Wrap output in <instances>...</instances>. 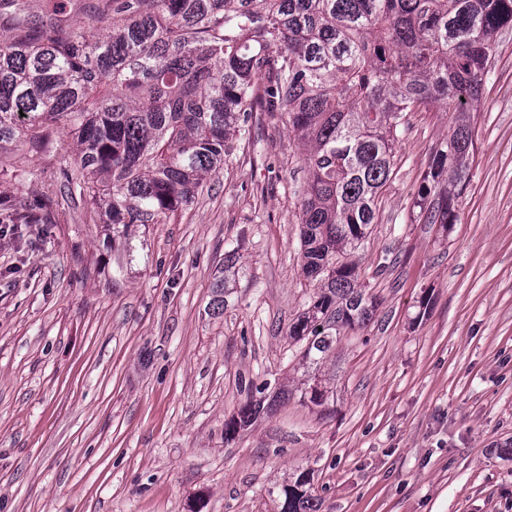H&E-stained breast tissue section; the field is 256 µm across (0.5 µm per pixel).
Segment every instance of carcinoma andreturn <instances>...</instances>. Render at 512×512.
<instances>
[{
	"mask_svg": "<svg viewBox=\"0 0 512 512\" xmlns=\"http://www.w3.org/2000/svg\"><path fill=\"white\" fill-rule=\"evenodd\" d=\"M17 2L0 0V24L14 31L0 37V158L21 139L40 149L59 125L74 128L65 186L114 241L188 205L248 132L257 100L287 114L307 172L302 272L317 283L289 336L312 369L300 399L324 405L315 369L377 308L354 254L405 117L453 113L415 201L423 223L446 228L458 221L476 149L470 112L512 30V0H97L101 35L35 20ZM32 219L0 196L1 224ZM232 268L230 252L208 313H224ZM260 408L247 401L224 440ZM278 497L280 512H318L312 470H296Z\"/></svg>",
	"mask_w": 512,
	"mask_h": 512,
	"instance_id": "1",
	"label": "carcinoma"
}]
</instances>
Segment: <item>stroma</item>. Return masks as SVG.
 <instances>
[{"label":"stroma","instance_id":"stroma-1","mask_svg":"<svg viewBox=\"0 0 512 512\" xmlns=\"http://www.w3.org/2000/svg\"><path fill=\"white\" fill-rule=\"evenodd\" d=\"M471 123L444 228L414 201L449 118L408 114L356 252L376 314L324 360L320 407L300 399L288 338L314 285L284 113H254L194 201L119 249L66 194L70 128L39 153L18 143L0 194L27 212L49 196L54 221L0 228V512H280L274 491L302 467L319 512H512V32ZM260 392L272 408L225 442ZM233 268V253L229 252L224 257V267L214 278L212 287V297L208 304V313L213 315H220L224 312V288L226 287V281L224 278V272L229 271Z\"/></svg>","mask_w":512,"mask_h":512}]
</instances>
